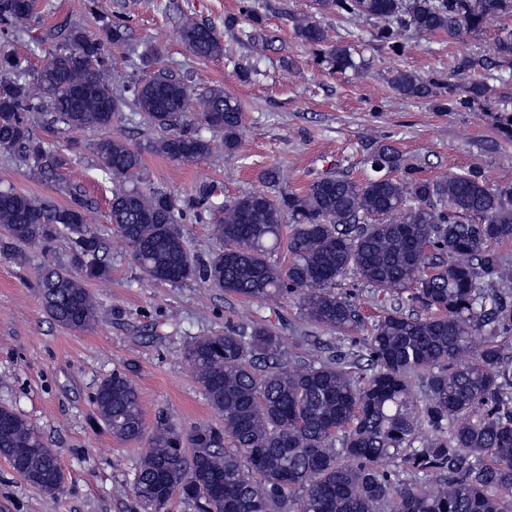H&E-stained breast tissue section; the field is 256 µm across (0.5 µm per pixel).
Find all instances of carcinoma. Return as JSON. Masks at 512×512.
Returning a JSON list of instances; mask_svg holds the SVG:
<instances>
[{
	"label": "carcinoma",
	"instance_id": "cac0c4a2",
	"mask_svg": "<svg viewBox=\"0 0 512 512\" xmlns=\"http://www.w3.org/2000/svg\"><path fill=\"white\" fill-rule=\"evenodd\" d=\"M322 13L382 22L377 38L396 52L401 32L445 34L454 40L489 20L512 18V0H317ZM34 0H0V19L23 27ZM252 0H240L228 27L256 21ZM295 35L318 60L338 70L354 66L349 48L325 42L314 17L295 23ZM179 37L195 57L224 55L213 27L185 20ZM492 59L458 63L470 80L436 110L470 109L494 87L481 77L500 59H512V33L498 39ZM104 43L80 28L61 42L33 80L0 70V151L16 152L29 169L51 174L56 156L35 139L24 119L33 102L52 123L69 130L107 128L128 108L143 123L166 132L155 152L178 162L210 153L194 129L200 120L224 138V152L238 149L242 110L221 86L196 89L161 68L133 82L126 96L112 90ZM406 99L437 96L436 84L410 70L390 82ZM102 171L114 179H139L140 152L103 137L94 143ZM363 182L346 175L319 178L301 193L279 199L261 192L215 204L211 191L179 199L157 190L115 193L111 221L140 270L178 284L200 278L244 300L299 299L306 318L338 332L362 325L352 295L334 291L351 270L378 289H409L422 314L393 308L365 338L371 372L355 380L353 362L341 354L286 355L281 337L264 324H244L218 336L190 341L184 359L209 406L224 426L185 433L160 421L149 451L136 468L131 491L145 512H163L180 498L199 512H505L512 495V360L500 334L512 332V295L495 286L512 269L492 245L512 241V185L490 186L479 172L425 179L388 144L367 158ZM214 215L222 249L199 263L188 251L181 224L187 212ZM85 201L58 207L27 195L0 191V227L18 264L24 248L45 247L64 236L71 262L88 277L108 267L101 237L84 215ZM286 243L288 265L270 261ZM45 311L58 325L84 331L98 318L93 296L70 271L50 261L40 279ZM424 375V399L415 398L412 375ZM93 404L117 439L145 435L139 393L124 370L97 385ZM420 447H414L418 436ZM0 458L28 485L61 488L63 470L42 437L12 407L0 405ZM393 460L388 470L383 462ZM432 474L437 485L407 483L400 473Z\"/></svg>",
	"mask_w": 512,
	"mask_h": 512
}]
</instances>
